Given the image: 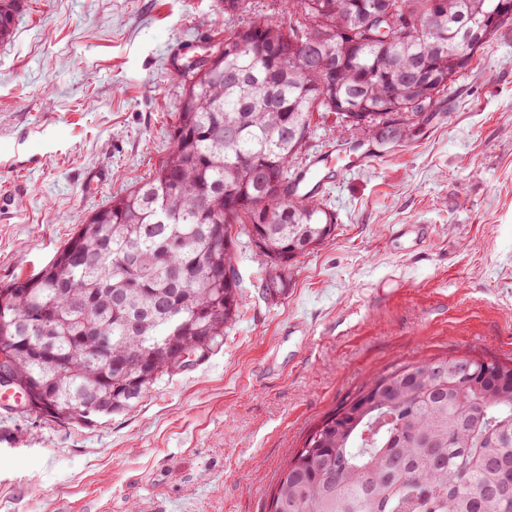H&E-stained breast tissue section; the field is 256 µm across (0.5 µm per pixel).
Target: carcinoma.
<instances>
[{
  "instance_id": "1",
  "label": "carcinoma",
  "mask_w": 512,
  "mask_h": 512,
  "mask_svg": "<svg viewBox=\"0 0 512 512\" xmlns=\"http://www.w3.org/2000/svg\"><path fill=\"white\" fill-rule=\"evenodd\" d=\"M299 29H341L332 46L289 60L276 46L292 27L256 16L250 45L229 43L223 63L185 86L170 146L149 180L90 215L38 272L0 288V336L15 345L19 381L38 380L60 413L85 423L133 410L174 374L180 341L209 353L239 317L242 279L232 225L264 260L263 290L275 298L284 271L336 228L315 197L294 191L292 170L316 112L361 108L383 124L401 116L407 133L437 111L459 59L457 18L498 0H399L426 25L416 36L362 41L368 14L390 0H279ZM335 59L336 82L321 71ZM239 198L227 211L226 193ZM10 288H28L18 302ZM86 329L108 345L78 342ZM153 374L133 387L136 361ZM470 362L467 387L456 366ZM512 362L469 355L399 365L366 383L315 426L286 462L270 512H512Z\"/></svg>"
}]
</instances>
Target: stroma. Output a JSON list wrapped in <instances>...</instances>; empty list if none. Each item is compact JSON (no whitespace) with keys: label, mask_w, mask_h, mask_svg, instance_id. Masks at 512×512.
<instances>
[{"label":"stroma","mask_w":512,"mask_h":512,"mask_svg":"<svg viewBox=\"0 0 512 512\" xmlns=\"http://www.w3.org/2000/svg\"><path fill=\"white\" fill-rule=\"evenodd\" d=\"M36 4L0 42V192L27 185L0 222V286L149 178L187 67L243 22L216 0ZM350 146L372 160L319 193L336 230L292 261L282 296L239 248L221 349L90 426L0 410V512H268L287 458L370 378L436 356L512 361V24L414 136L380 147L317 119L299 162Z\"/></svg>","instance_id":"obj_1"}]
</instances>
